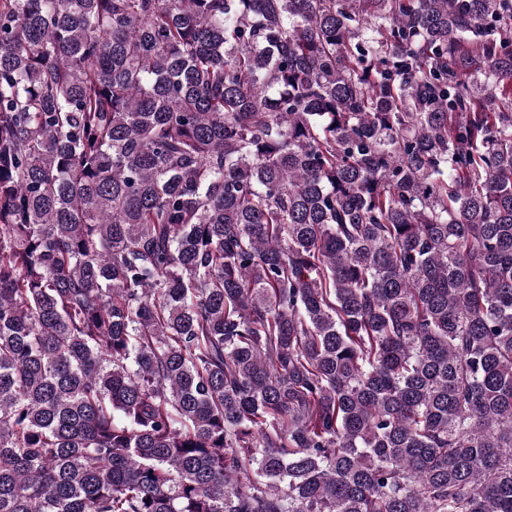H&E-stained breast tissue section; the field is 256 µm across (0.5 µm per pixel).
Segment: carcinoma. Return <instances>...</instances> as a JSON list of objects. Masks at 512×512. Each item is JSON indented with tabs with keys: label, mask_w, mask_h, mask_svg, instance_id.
Instances as JSON below:
<instances>
[{
	"label": "carcinoma",
	"mask_w": 512,
	"mask_h": 512,
	"mask_svg": "<svg viewBox=\"0 0 512 512\" xmlns=\"http://www.w3.org/2000/svg\"><path fill=\"white\" fill-rule=\"evenodd\" d=\"M0 512H512V0H0Z\"/></svg>",
	"instance_id": "1"
}]
</instances>
